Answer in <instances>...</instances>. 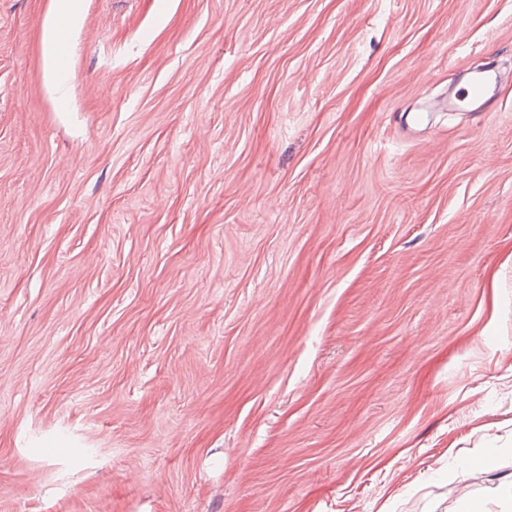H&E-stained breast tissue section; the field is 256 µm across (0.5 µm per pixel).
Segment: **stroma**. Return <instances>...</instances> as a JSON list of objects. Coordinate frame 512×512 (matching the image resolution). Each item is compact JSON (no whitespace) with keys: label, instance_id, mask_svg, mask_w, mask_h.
<instances>
[{"label":"stroma","instance_id":"obj_1","mask_svg":"<svg viewBox=\"0 0 512 512\" xmlns=\"http://www.w3.org/2000/svg\"><path fill=\"white\" fill-rule=\"evenodd\" d=\"M55 6L0 0V512H512V0ZM501 84V77L494 70L472 72L465 84L456 90L452 104L461 109H484L496 96Z\"/></svg>","mask_w":512,"mask_h":512}]
</instances>
